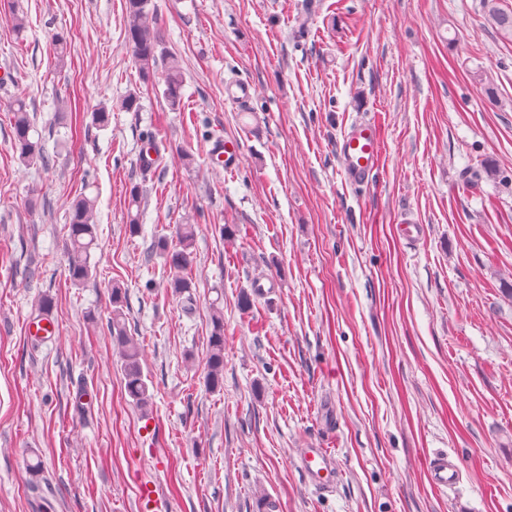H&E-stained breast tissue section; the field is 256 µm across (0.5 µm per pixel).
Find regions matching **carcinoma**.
I'll list each match as a JSON object with an SVG mask.
<instances>
[{"label":"carcinoma","instance_id":"1","mask_svg":"<svg viewBox=\"0 0 512 512\" xmlns=\"http://www.w3.org/2000/svg\"><path fill=\"white\" fill-rule=\"evenodd\" d=\"M151 0H125L128 24L125 29L126 40L131 47L134 60L139 69L143 84L153 83L156 74H161L164 82V95L171 106L181 100L184 72L178 57L172 53H158L162 39L159 31L149 20L148 6ZM482 8L489 22L504 38L512 39V10L501 6L500 0H482ZM13 113V139L19 161L25 165L37 162L48 165V158L40 141L31 137L32 121L26 104L14 100L9 104ZM95 200L82 196L74 200L69 209V247L68 266L74 284L80 285L91 274L90 250L96 245L95 225L92 224ZM196 235V225L180 224L177 227L179 245L172 247L167 240L154 242L152 250L163 255L166 264L177 276L170 283V289L184 302L191 303L188 295L191 283L179 276L192 262L191 248ZM125 291L120 284L112 285L110 300L112 319L110 324L112 347L116 349L122 361L124 389L136 406L145 410L149 406L151 395L147 376L140 362V350L135 338L128 333L123 303ZM211 334L208 341V370L205 384L211 391L224 387V312L219 304L213 305L211 315Z\"/></svg>","mask_w":512,"mask_h":512}]
</instances>
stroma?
Segmentation results:
<instances>
[{
  "mask_svg": "<svg viewBox=\"0 0 512 512\" xmlns=\"http://www.w3.org/2000/svg\"><path fill=\"white\" fill-rule=\"evenodd\" d=\"M153 3L184 70L175 108L162 80L139 79L124 0L0 9V512H143L147 484L181 512H512V41L481 0ZM237 81L253 87L246 103L229 98ZM133 91L140 110H116ZM18 97L49 165L18 159ZM370 120L382 164L354 187L336 147ZM217 138L238 143L234 170L210 158ZM81 195L96 201L97 245L77 286L67 225ZM180 224L197 227L189 307L149 255ZM115 282L147 412L112 348ZM45 295L58 330L34 343L26 323ZM309 448L329 451L333 487L302 469ZM439 450L460 459L446 491L424 466ZM211 326L205 384L210 391H220L224 387V312L217 304L213 305Z\"/></svg>",
  "mask_w": 512,
  "mask_h": 512,
  "instance_id": "obj_1",
  "label": "stroma"
}]
</instances>
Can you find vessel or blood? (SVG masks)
Listing matches in <instances>:
<instances>
[{
  "mask_svg": "<svg viewBox=\"0 0 512 512\" xmlns=\"http://www.w3.org/2000/svg\"><path fill=\"white\" fill-rule=\"evenodd\" d=\"M337 154L350 184L363 186L372 181L382 161V138L378 123L368 121L354 124L338 142ZM303 464L316 486H331L334 472L332 459L326 449H306ZM426 469L432 485L440 490L454 486L461 478L457 458L445 451L432 454L426 461Z\"/></svg>",
  "mask_w": 512,
  "mask_h": 512,
  "instance_id": "1",
  "label": "vessel or blood"
}]
</instances>
